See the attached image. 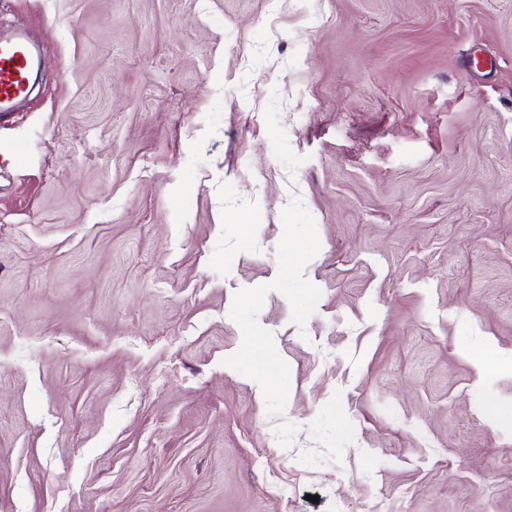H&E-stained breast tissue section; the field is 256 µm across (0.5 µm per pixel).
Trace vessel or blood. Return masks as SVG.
I'll list each match as a JSON object with an SVG mask.
<instances>
[{"label": "vessel or blood", "mask_w": 512, "mask_h": 512, "mask_svg": "<svg viewBox=\"0 0 512 512\" xmlns=\"http://www.w3.org/2000/svg\"><path fill=\"white\" fill-rule=\"evenodd\" d=\"M38 50L25 32L0 36V122L18 112L29 92L30 74L37 63Z\"/></svg>", "instance_id": "vessel-or-blood-1"}]
</instances>
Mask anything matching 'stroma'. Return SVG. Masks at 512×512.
<instances>
[{
	"label": "stroma",
	"instance_id": "obj_1",
	"mask_svg": "<svg viewBox=\"0 0 512 512\" xmlns=\"http://www.w3.org/2000/svg\"><path fill=\"white\" fill-rule=\"evenodd\" d=\"M17 26L0 512H512V0Z\"/></svg>",
	"mask_w": 512,
	"mask_h": 512
}]
</instances>
